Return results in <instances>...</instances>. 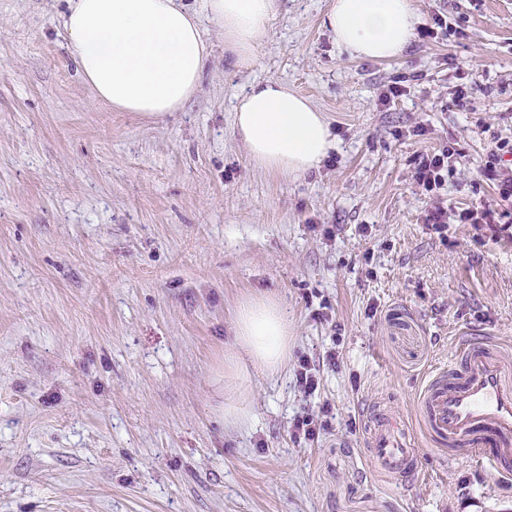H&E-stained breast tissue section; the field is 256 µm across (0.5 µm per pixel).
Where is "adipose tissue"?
Wrapping results in <instances>:
<instances>
[{
	"mask_svg": "<svg viewBox=\"0 0 512 512\" xmlns=\"http://www.w3.org/2000/svg\"><path fill=\"white\" fill-rule=\"evenodd\" d=\"M276 0H71L63 19L76 64L95 95L124 112L163 117L196 92L209 56L204 22L224 37L233 63L249 67L269 39ZM351 57L388 60L415 36L413 0H332L324 20ZM234 131L261 170L288 177L316 168L331 148L329 124L312 102L270 79L252 84L234 114ZM235 344L217 384L224 422L247 421L253 372L272 375L288 361L292 333L280 298L245 297L235 316Z\"/></svg>",
	"mask_w": 512,
	"mask_h": 512,
	"instance_id": "obj_1",
	"label": "adipose tissue"
}]
</instances>
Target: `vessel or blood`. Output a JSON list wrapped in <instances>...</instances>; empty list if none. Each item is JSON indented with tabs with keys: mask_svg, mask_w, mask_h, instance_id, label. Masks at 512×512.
<instances>
[{
	"mask_svg": "<svg viewBox=\"0 0 512 512\" xmlns=\"http://www.w3.org/2000/svg\"><path fill=\"white\" fill-rule=\"evenodd\" d=\"M455 365L432 378L419 398L424 430L446 442L453 457L474 459L498 475H512V358L500 342L457 339ZM366 446L380 470L413 474L419 450L405 421L380 414L367 431Z\"/></svg>",
	"mask_w": 512,
	"mask_h": 512,
	"instance_id": "1",
	"label": "vessel or blood"
}]
</instances>
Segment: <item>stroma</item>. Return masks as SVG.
Wrapping results in <instances>:
<instances>
[{"instance_id":"stroma-1","label":"stroma","mask_w":512,"mask_h":512,"mask_svg":"<svg viewBox=\"0 0 512 512\" xmlns=\"http://www.w3.org/2000/svg\"><path fill=\"white\" fill-rule=\"evenodd\" d=\"M330 4L276 0L249 68L206 26L196 93L153 119L95 98L68 0H0V512H512V477L449 460L418 415L456 336L512 343V228L426 223L414 182L448 147L442 205L512 213L481 175L512 142V0H416L447 34L385 61L337 47ZM266 79L329 122L301 177L259 170L234 133L238 96ZM254 293L287 304L292 349L230 427L215 378ZM379 408L421 443L419 475L364 447ZM301 416L329 426L295 442ZM295 378L298 387L308 395L314 393L319 384L317 370L305 356L298 359Z\"/></svg>"}]
</instances>
